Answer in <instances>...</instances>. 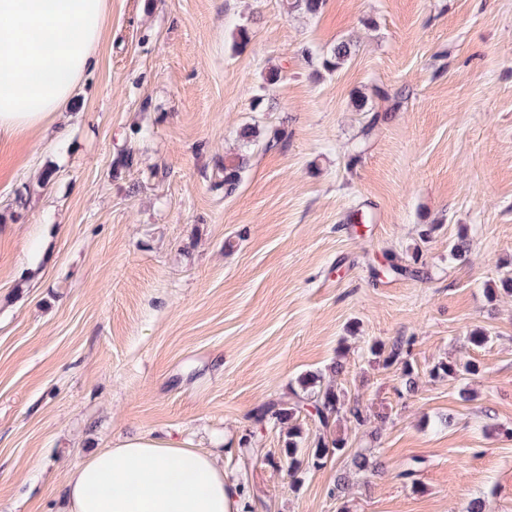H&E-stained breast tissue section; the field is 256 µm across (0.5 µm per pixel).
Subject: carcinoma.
Listing matches in <instances>:
<instances>
[{"mask_svg": "<svg viewBox=\"0 0 512 512\" xmlns=\"http://www.w3.org/2000/svg\"><path fill=\"white\" fill-rule=\"evenodd\" d=\"M325 0H286L284 7L287 11H301L315 15L319 13ZM355 52V45L349 40L336 42L330 52L321 59V67L329 72L342 68ZM247 157L235 153L224 157V177L218 186L224 189V195L230 196L238 189L241 174L246 168ZM411 342L398 338L392 342H374L369 347L371 355L382 361L386 368L396 367L401 370L403 387L406 392L417 390V378L410 360ZM481 372L479 363L468 361L458 364L453 361L441 360L430 370V377L441 379L476 375ZM302 393L295 394L293 402H270L262 406L256 413L259 420H273L288 428L283 456L288 463L289 475L293 481H301L303 459V433L297 420L302 412H307L311 421L318 428L319 436L311 453V464L314 468L323 466L328 458L347 453L348 439L344 436L328 435L333 423L344 421L355 429L367 424L368 415L359 399L349 398L346 393L330 382L323 381V375L313 373L299 379ZM350 465L354 473L367 475L375 473L379 468L378 458L371 448H364L350 455Z\"/></svg>", "mask_w": 512, "mask_h": 512, "instance_id": "obj_1", "label": "carcinoma"}]
</instances>
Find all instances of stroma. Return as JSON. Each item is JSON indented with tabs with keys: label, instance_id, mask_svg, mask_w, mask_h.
<instances>
[{
	"label": "stroma",
	"instance_id": "1",
	"mask_svg": "<svg viewBox=\"0 0 512 512\" xmlns=\"http://www.w3.org/2000/svg\"><path fill=\"white\" fill-rule=\"evenodd\" d=\"M359 94L387 118L355 154ZM81 98L67 140H0V512H56L71 469L131 438L222 451L247 512H512V297L486 294L512 262V0H108ZM398 337L410 395L367 350ZM443 358L484 371L432 379ZM339 360L371 416L349 447L384 472L338 499L346 457L294 483L253 415ZM355 45L350 40H340L336 42L330 52L321 59V67L329 72L342 68L355 52ZM247 161L246 155L242 153H235L224 157V177L215 185L216 187H224V195L230 196L236 192Z\"/></svg>",
	"mask_w": 512,
	"mask_h": 512
}]
</instances>
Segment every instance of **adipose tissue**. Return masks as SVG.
Wrapping results in <instances>:
<instances>
[{"label":"adipose tissue","mask_w":512,"mask_h":512,"mask_svg":"<svg viewBox=\"0 0 512 512\" xmlns=\"http://www.w3.org/2000/svg\"><path fill=\"white\" fill-rule=\"evenodd\" d=\"M107 0H0V138L63 139L104 37ZM63 512H243L221 456L134 439L92 454L60 488Z\"/></svg>","instance_id":"1"}]
</instances>
